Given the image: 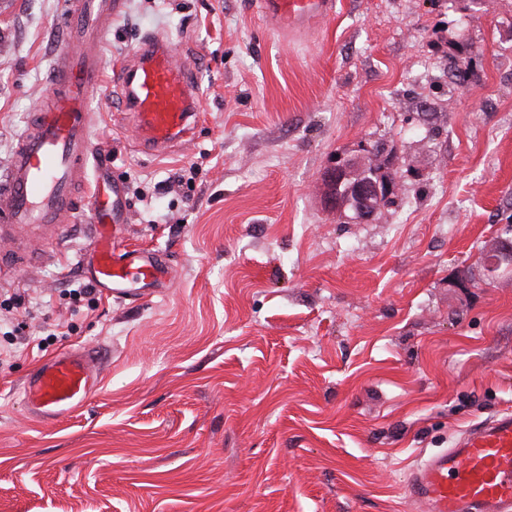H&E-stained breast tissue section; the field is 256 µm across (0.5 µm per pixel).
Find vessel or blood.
<instances>
[{"mask_svg": "<svg viewBox=\"0 0 512 512\" xmlns=\"http://www.w3.org/2000/svg\"><path fill=\"white\" fill-rule=\"evenodd\" d=\"M259 7L269 28L289 35L336 15V0H259ZM120 8L119 0H69L61 40L79 49L58 53L44 110L22 131L0 173V227L55 224L60 217L84 214L88 279L107 296L129 299L161 287L168 267L153 253L126 244L128 202L121 184L90 176L102 164L90 105L102 90L101 45ZM175 57L166 37L152 35L133 64L112 74L123 108L134 115L140 143L151 153H166L191 128L196 86ZM90 181L98 190L80 204L76 188ZM99 374L89 349H71L28 377L22 393L38 416L58 420L94 396ZM409 492L428 512H512V413L470 428L452 448L425 459L411 474Z\"/></svg>", "mask_w": 512, "mask_h": 512, "instance_id": "1", "label": "vessel or blood"}]
</instances>
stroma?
<instances>
[{"mask_svg":"<svg viewBox=\"0 0 512 512\" xmlns=\"http://www.w3.org/2000/svg\"><path fill=\"white\" fill-rule=\"evenodd\" d=\"M65 0H0V171L48 91ZM191 69V139L156 155L111 98L94 141L130 204L128 243L167 287L75 298L87 224L0 279V512H423L413 468L512 411V277L458 282L512 223V0H337L285 39L257 0H124L105 71L144 36ZM381 142L398 205L325 208L336 156ZM96 349L61 421L24 378Z\"/></svg>","mask_w":512,"mask_h":512,"instance_id":"obj_1","label":"stroma"}]
</instances>
